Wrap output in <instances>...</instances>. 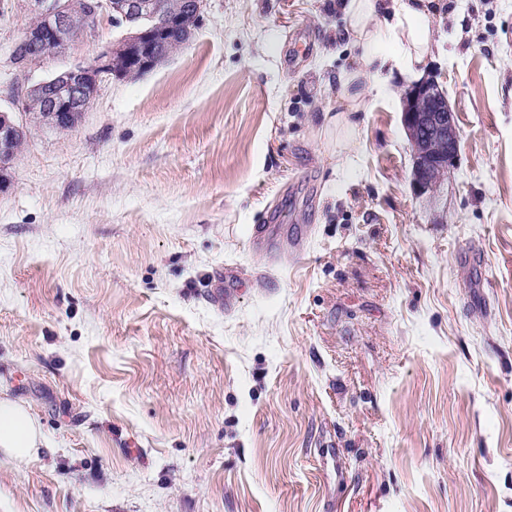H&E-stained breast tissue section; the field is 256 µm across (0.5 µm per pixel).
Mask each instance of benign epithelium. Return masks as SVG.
I'll return each instance as SVG.
<instances>
[{"mask_svg": "<svg viewBox=\"0 0 512 512\" xmlns=\"http://www.w3.org/2000/svg\"><path fill=\"white\" fill-rule=\"evenodd\" d=\"M37 14L46 18L45 28H33L15 46V56L46 55L64 43L65 33L81 19L107 14L125 34L104 47L90 61L77 62L51 81L28 89L23 107L33 106L42 120L56 124L76 120L86 112L101 81L112 74L115 53L136 61L131 72L153 67L166 47L165 35L175 28L190 41L199 21L203 0H186L183 15L168 14L160 0H32ZM413 154L412 188L422 197L438 195L458 155L459 136L454 111L438 84L432 79L413 85L405 93L401 116ZM19 131L17 122L0 110V190L8 187L7 170L13 159L12 144Z\"/></svg>", "mask_w": 512, "mask_h": 512, "instance_id": "obj_1", "label": "benign epithelium"}]
</instances>
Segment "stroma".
<instances>
[{
    "label": "stroma",
    "instance_id": "stroma-1",
    "mask_svg": "<svg viewBox=\"0 0 512 512\" xmlns=\"http://www.w3.org/2000/svg\"><path fill=\"white\" fill-rule=\"evenodd\" d=\"M431 8L460 134L434 199L399 75L336 123L360 54L341 0H205L63 132L19 100L124 30L99 16L21 70L35 13L0 0V110L26 131L0 390L45 441L0 453V512H512V0Z\"/></svg>",
    "mask_w": 512,
    "mask_h": 512
}]
</instances>
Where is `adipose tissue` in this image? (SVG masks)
<instances>
[{"mask_svg":"<svg viewBox=\"0 0 512 512\" xmlns=\"http://www.w3.org/2000/svg\"><path fill=\"white\" fill-rule=\"evenodd\" d=\"M344 10L360 49L356 68L342 82L346 106L337 121L346 125L350 114L369 109V90L385 74L397 70L410 80L422 76L424 54L437 30L427 0H345ZM384 12L390 20H381ZM42 444L41 427L27 406L0 392V452L22 463Z\"/></svg>","mask_w":512,"mask_h":512,"instance_id":"adipose-tissue-1","label":"adipose tissue"}]
</instances>
